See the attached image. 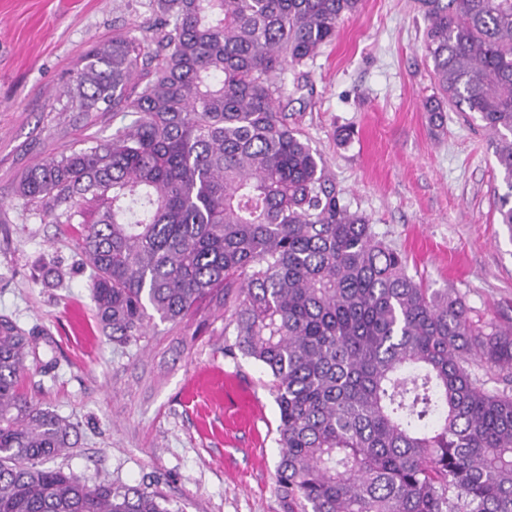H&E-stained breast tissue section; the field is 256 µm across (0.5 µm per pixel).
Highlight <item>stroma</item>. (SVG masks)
<instances>
[{
	"instance_id": "stroma-1",
	"label": "stroma",
	"mask_w": 512,
	"mask_h": 512,
	"mask_svg": "<svg viewBox=\"0 0 512 512\" xmlns=\"http://www.w3.org/2000/svg\"><path fill=\"white\" fill-rule=\"evenodd\" d=\"M148 0H0V315L38 332L22 389L80 432L53 459L86 482L163 490L173 512H285L276 486L279 412L265 370L211 307L154 322L120 345L96 318L71 224L34 218L14 188L38 161L110 137L111 113L76 112L84 52L117 34L149 41ZM421 0H361L336 39L282 88L293 122L351 210L405 251L409 272L454 289L473 317L512 323V235L492 137L471 113L432 117Z\"/></svg>"
}]
</instances>
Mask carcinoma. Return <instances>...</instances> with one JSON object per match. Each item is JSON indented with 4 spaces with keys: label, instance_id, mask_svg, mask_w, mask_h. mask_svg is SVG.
Instances as JSON below:
<instances>
[{
    "label": "carcinoma",
    "instance_id": "1",
    "mask_svg": "<svg viewBox=\"0 0 512 512\" xmlns=\"http://www.w3.org/2000/svg\"><path fill=\"white\" fill-rule=\"evenodd\" d=\"M360 2L149 0L157 54L115 35L76 76L78 111L134 119L35 164L17 201L81 225L112 341L203 305L231 312L229 350L271 377L288 512H512V326L417 282L281 101L278 75L306 77ZM422 4L427 111L474 113L494 135L512 236V0ZM34 350L1 315L0 512H172L158 490L44 466L78 435L19 391Z\"/></svg>",
    "mask_w": 512,
    "mask_h": 512
}]
</instances>
